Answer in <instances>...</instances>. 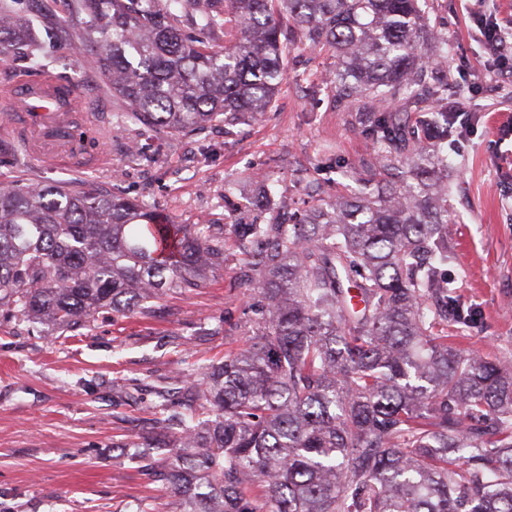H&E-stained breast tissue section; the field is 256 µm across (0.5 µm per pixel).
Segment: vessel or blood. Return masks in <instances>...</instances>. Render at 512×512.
<instances>
[{"label":"vessel or blood","mask_w":512,"mask_h":512,"mask_svg":"<svg viewBox=\"0 0 512 512\" xmlns=\"http://www.w3.org/2000/svg\"><path fill=\"white\" fill-rule=\"evenodd\" d=\"M10 99L24 128L33 132L29 150L45 163L88 164L98 162L95 154L81 150L73 128L85 118L75 92L53 77L19 80L9 90Z\"/></svg>","instance_id":"vessel-or-blood-1"}]
</instances>
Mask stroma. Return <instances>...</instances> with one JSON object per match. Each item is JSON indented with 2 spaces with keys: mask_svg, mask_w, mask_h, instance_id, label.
Wrapping results in <instances>:
<instances>
[{
  "mask_svg": "<svg viewBox=\"0 0 512 512\" xmlns=\"http://www.w3.org/2000/svg\"><path fill=\"white\" fill-rule=\"evenodd\" d=\"M432 26L448 37L449 88L465 85L466 110L448 138V265L474 329L451 327L458 348L512 360V72L489 54L475 14L512 27V0H427ZM329 49L300 47L274 107L170 139L126 122L106 78L68 42L47 67L0 53V86L51 75L78 88L100 123L105 159L76 169L29 157L20 135L0 130V180L102 184L142 199L176 224H232L269 189L282 214L289 199L358 189L377 161L373 142L330 77ZM259 302L233 268L195 294L169 292L150 316L95 313L87 328L47 327L0 317V512H137L171 508L158 451V393L178 412L186 387L255 329Z\"/></svg>",
  "mask_w": 512,
  "mask_h": 512,
  "instance_id": "stroma-1",
  "label": "stroma"
}]
</instances>
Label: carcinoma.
I'll list each match as a JSON object with an SVG mask.
<instances>
[{
	"label": "carcinoma",
	"mask_w": 512,
	"mask_h": 512,
	"mask_svg": "<svg viewBox=\"0 0 512 512\" xmlns=\"http://www.w3.org/2000/svg\"><path fill=\"white\" fill-rule=\"evenodd\" d=\"M230 21L234 43L216 46ZM5 30L31 61L60 33L2 4ZM69 35L125 117L172 136L262 115L291 47L327 46L378 157L366 192L231 225L261 321L196 384L210 419L156 418L182 433L168 475L179 512H512V362L448 336L477 318L442 273L448 82L408 115L428 48L448 54L421 0H72ZM158 219L100 184L1 181L0 310L75 331L208 287L228 261L224 225Z\"/></svg>",
	"instance_id": "1"
}]
</instances>
